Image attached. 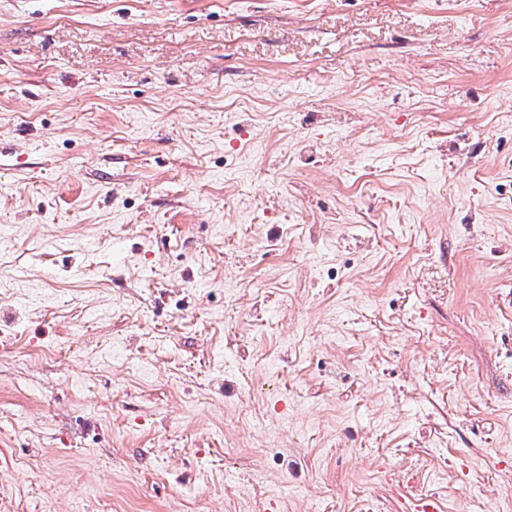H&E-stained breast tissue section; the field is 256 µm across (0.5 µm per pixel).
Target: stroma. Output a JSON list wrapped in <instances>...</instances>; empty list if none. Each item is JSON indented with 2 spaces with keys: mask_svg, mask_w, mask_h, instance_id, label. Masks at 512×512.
<instances>
[{
  "mask_svg": "<svg viewBox=\"0 0 512 512\" xmlns=\"http://www.w3.org/2000/svg\"><path fill=\"white\" fill-rule=\"evenodd\" d=\"M512 0H0V512H512Z\"/></svg>",
  "mask_w": 512,
  "mask_h": 512,
  "instance_id": "stroma-1",
  "label": "stroma"
}]
</instances>
